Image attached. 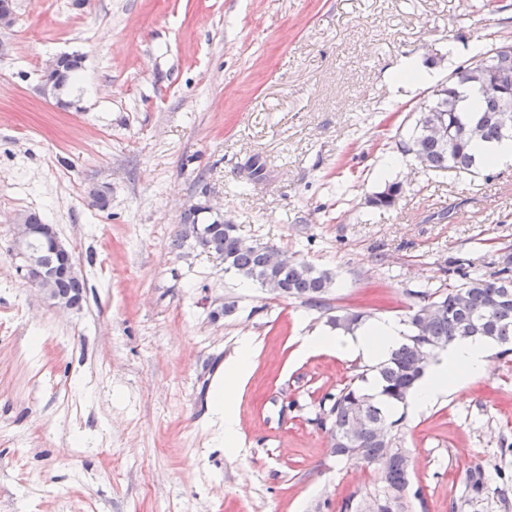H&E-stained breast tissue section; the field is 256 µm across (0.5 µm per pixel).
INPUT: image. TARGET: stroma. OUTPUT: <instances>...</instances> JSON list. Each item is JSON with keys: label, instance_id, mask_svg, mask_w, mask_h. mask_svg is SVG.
Segmentation results:
<instances>
[{"label": "stroma", "instance_id": "obj_1", "mask_svg": "<svg viewBox=\"0 0 512 512\" xmlns=\"http://www.w3.org/2000/svg\"><path fill=\"white\" fill-rule=\"evenodd\" d=\"M504 2L15 0L0 28V512H340L378 492L377 469L333 455L316 421L370 364L297 349L348 309L406 323L410 291L454 282L449 258L489 273L512 253V165L426 173L397 146L473 45L512 41ZM62 53L84 58L63 106L40 90ZM409 64L425 79L400 84ZM392 182L399 203L371 205ZM206 199L244 239L331 273L323 301L177 248ZM29 210L72 251L79 310L18 273ZM247 336L229 445L213 398ZM399 412L406 512H512V353L491 345L464 391Z\"/></svg>", "mask_w": 512, "mask_h": 512}]
</instances>
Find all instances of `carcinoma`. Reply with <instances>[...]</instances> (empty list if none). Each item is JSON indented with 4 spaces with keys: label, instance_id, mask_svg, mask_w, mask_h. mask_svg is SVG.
Listing matches in <instances>:
<instances>
[{
    "label": "carcinoma",
    "instance_id": "carcinoma-1",
    "mask_svg": "<svg viewBox=\"0 0 512 512\" xmlns=\"http://www.w3.org/2000/svg\"><path fill=\"white\" fill-rule=\"evenodd\" d=\"M81 67L79 55L59 58L50 74L51 86L67 87ZM505 90L512 91V42L507 41L480 48L467 67L456 70L448 83L432 90L430 102L417 113L411 132L399 141L400 151L413 156L425 172L469 171L478 166L483 161L478 153L481 145L512 138V96L502 97ZM402 193V184L393 182L369 203L391 208ZM188 241L224 261L225 270L244 281L261 287L267 281L274 283L273 294L279 297L317 303L333 287L328 272L273 245L244 244L236 226L210 216V208L203 203L184 213L176 245L181 248ZM28 253L45 273L55 266L52 247L42 238L29 242ZM448 265L462 283L410 292L416 302L408 319L409 334L373 367L377 392L348 386L319 417L320 422L329 423L332 454L382 465L381 491L371 497L369 505L360 506V512H404L401 492L409 485L411 462L400 444L402 418L394 417L393 408L406 404L425 375L428 362L422 355L431 357L464 338L489 340L512 351V254L502 256L498 268L488 275L466 259L452 258ZM50 282L58 296L82 300L86 289L83 277L56 276ZM364 320L365 313L358 311L330 317L333 327L345 332L354 331ZM354 421L362 425L357 436L350 442L335 443ZM375 427L382 428L385 436L376 438Z\"/></svg>",
    "mask_w": 512,
    "mask_h": 512
}]
</instances>
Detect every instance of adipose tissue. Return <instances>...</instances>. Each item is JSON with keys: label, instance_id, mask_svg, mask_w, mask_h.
<instances>
[{"label": "adipose tissue", "instance_id": "adipose-tissue-1", "mask_svg": "<svg viewBox=\"0 0 512 512\" xmlns=\"http://www.w3.org/2000/svg\"><path fill=\"white\" fill-rule=\"evenodd\" d=\"M402 340L401 327L392 321H379L359 327L352 333L337 335L317 332L304 337L301 354L333 349L353 358L374 363L383 360ZM253 348L243 343L237 358L224 369V385L214 405L215 413L224 419V439L234 442L238 422L234 402L239 388L250 371ZM488 348L479 339H465L452 344L448 354L437 364L413 396L414 409L420 410L440 397L459 392L464 384L484 374Z\"/></svg>", "mask_w": 512, "mask_h": 512}]
</instances>
